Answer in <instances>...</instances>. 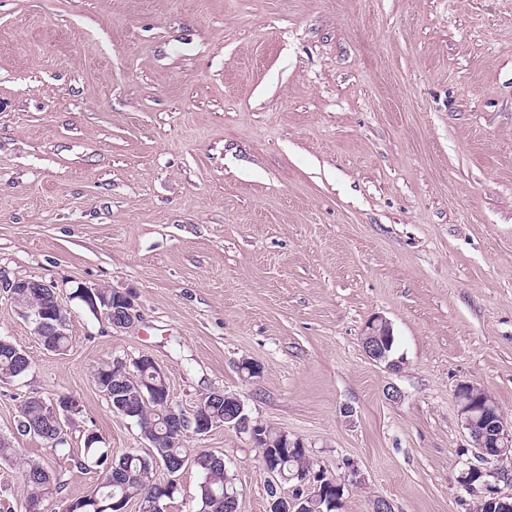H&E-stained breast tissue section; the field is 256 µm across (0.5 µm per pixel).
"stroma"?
Returning a JSON list of instances; mask_svg holds the SVG:
<instances>
[{
	"label": "stroma",
	"instance_id": "1",
	"mask_svg": "<svg viewBox=\"0 0 512 512\" xmlns=\"http://www.w3.org/2000/svg\"><path fill=\"white\" fill-rule=\"evenodd\" d=\"M0 274L54 282L71 338L44 350L0 288L32 361L0 381V433L33 392L82 406L63 450L0 460V512L30 459L63 477L53 506L88 495L84 430L147 452L93 382L143 355L184 409L233 392L327 475L354 462L342 512H468L455 387L512 421V0H0ZM84 284L140 320L112 329ZM378 315L399 370L362 350ZM187 445L267 512L247 434ZM78 288L79 297H81L91 307L95 308L98 312V315L101 318H104V320L107 321L113 329H126L129 326L134 325L140 319V313L135 302V296L130 292H122L117 290L113 292L112 289L101 288L108 296H112L111 301L106 294L101 292L99 287L79 286ZM78 288H76L72 293L73 298H78L75 296ZM113 295L115 297V302L113 301ZM97 299L100 301V305L102 307L101 309L97 304ZM85 302L83 303L88 307V309L93 314H97Z\"/></svg>",
	"mask_w": 512,
	"mask_h": 512
}]
</instances>
